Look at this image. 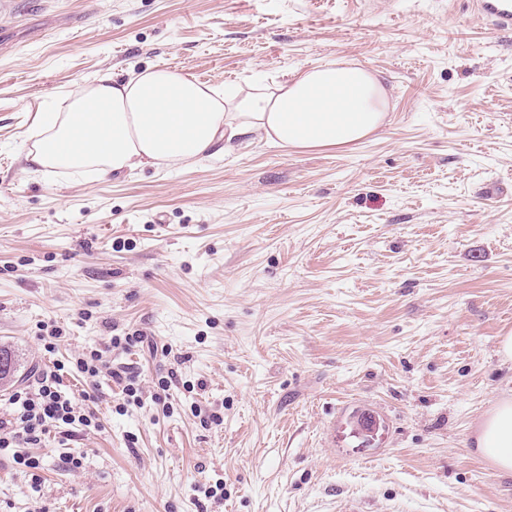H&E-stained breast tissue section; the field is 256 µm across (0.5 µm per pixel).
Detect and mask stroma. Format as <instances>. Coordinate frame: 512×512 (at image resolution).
Segmentation results:
<instances>
[{"label":"stroma","instance_id":"35a3bbf8","mask_svg":"<svg viewBox=\"0 0 512 512\" xmlns=\"http://www.w3.org/2000/svg\"><path fill=\"white\" fill-rule=\"evenodd\" d=\"M341 60L386 90L359 143L26 168L39 113L104 70L243 87ZM45 324L56 360H107L63 381L100 426L50 434L37 488L0 457V512H512V477L472 450L512 392V32L466 0H0V400L45 362ZM103 355L99 350H90L87 353L79 354L69 361V367L66 371L68 374L77 376L81 375L87 378L98 376L103 367ZM70 371V372H68Z\"/></svg>","mask_w":512,"mask_h":512}]
</instances>
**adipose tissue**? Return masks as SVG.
Returning a JSON list of instances; mask_svg holds the SVG:
<instances>
[{
    "mask_svg": "<svg viewBox=\"0 0 512 512\" xmlns=\"http://www.w3.org/2000/svg\"><path fill=\"white\" fill-rule=\"evenodd\" d=\"M385 117L378 75L347 63L309 67L248 91L168 68L121 79L105 70L64 109L40 114L24 158L40 172L173 169L218 146L231 151L250 135L286 149L342 147L372 135ZM473 446L495 470L512 474V394L485 412Z\"/></svg>",
    "mask_w": 512,
    "mask_h": 512,
    "instance_id": "obj_1",
    "label": "adipose tissue"
}]
</instances>
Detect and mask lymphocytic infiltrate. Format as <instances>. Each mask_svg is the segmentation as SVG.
Returning <instances> with one entry per match:
<instances>
[{
  "label": "lymphocytic infiltrate",
  "mask_w": 512,
  "mask_h": 512,
  "mask_svg": "<svg viewBox=\"0 0 512 512\" xmlns=\"http://www.w3.org/2000/svg\"><path fill=\"white\" fill-rule=\"evenodd\" d=\"M102 367L100 351L82 353L69 365L57 363L41 369L30 384L9 396L6 413L0 416V456L11 457L33 484H40L43 469V459L34 450L47 434L67 426L87 430L100 425L93 411L63 391V374L93 378Z\"/></svg>",
  "instance_id": "f902f5d3"
}]
</instances>
